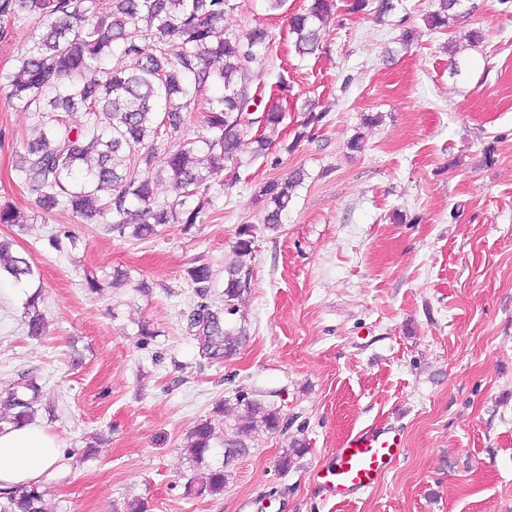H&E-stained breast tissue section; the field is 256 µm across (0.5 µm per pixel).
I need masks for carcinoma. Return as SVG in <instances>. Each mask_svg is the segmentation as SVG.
Masks as SVG:
<instances>
[{
  "label": "carcinoma",
  "instance_id": "1",
  "mask_svg": "<svg viewBox=\"0 0 512 512\" xmlns=\"http://www.w3.org/2000/svg\"><path fill=\"white\" fill-rule=\"evenodd\" d=\"M425 16L430 30L454 32L470 46L480 44V29L458 30L461 0H438ZM237 0H0V39L8 27H31L32 44L21 55L19 68L0 73L12 106L36 115L40 134L26 144L16 166L17 176L36 195L45 212L59 207L86 220L111 215L106 229L120 237L143 240L169 224L189 232L213 203L211 181L228 165L242 166L244 146L250 158L265 157L279 139L286 112L280 101L262 111H249L246 78L267 66L270 35L261 25L244 34L224 31V16ZM336 0H310L289 19L296 53L308 57L323 49L321 31ZM395 9L394 0H351L353 13L374 11L382 20ZM119 54L128 65L109 68L107 57ZM219 67H214V63ZM205 110L207 135L182 139L185 113ZM327 112L311 103L295 132L300 142L323 126ZM255 137L246 139L248 130ZM182 139L158 157L160 131ZM138 157L144 172H131ZM305 173L264 183L257 199L263 205L262 226L240 225L233 245L234 260L224 268L223 299L213 301L211 266L199 263L187 271L194 296L183 313L186 333L199 357L222 363L247 341L242 298L251 292V259L260 229L276 231L293 202ZM169 183L173 198L156 196V183ZM27 216L9 203L0 204V224L22 227ZM25 283L27 334L39 338L45 320L39 308L40 274L11 245L0 240V279ZM39 387L32 381L6 391V425L30 422L37 413ZM244 406L232 433L224 436V463L210 467L185 485L189 496L224 493L229 468L247 455L258 432H275L279 412L264 401L239 392ZM215 426L198 423L189 433L187 450L202 462L212 450ZM0 512H54L38 485L0 496Z\"/></svg>",
  "mask_w": 512,
  "mask_h": 512
}]
</instances>
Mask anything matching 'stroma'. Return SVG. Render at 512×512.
Here are the masks:
<instances>
[{
	"mask_svg": "<svg viewBox=\"0 0 512 512\" xmlns=\"http://www.w3.org/2000/svg\"><path fill=\"white\" fill-rule=\"evenodd\" d=\"M239 3L225 29L260 24L272 36L250 95L276 96L288 72V117L281 146L244 159L230 192L213 188L190 233L173 224L120 238L38 208L15 171L36 120L0 89V203L30 218L0 224V236L37 266L46 320L45 335L29 338L23 292L0 288V392L41 388L37 419L65 452L41 481L47 501L55 512H124L132 499L147 512H512V0H464L459 27L482 29L484 41L462 48L459 77L447 33L424 24L435 0H402L381 21L337 0L325 52L306 58L287 16L307 0L277 11ZM406 29L417 34L408 49ZM311 99L327 117L295 141ZM371 113L381 122L362 128ZM358 133L364 147L350 151ZM298 169L307 177L280 231L256 242L242 305L249 340L206 363L181 318L193 303L187 270L208 263L223 286L238 226L262 221L260 185ZM63 232L75 246L58 252L49 238ZM117 268L130 285L86 287V272ZM142 280L150 295L134 291ZM142 320L157 332L145 346ZM239 390L274 404L284 431L256 434L223 495H186L199 472L189 432L214 420L207 461L222 464L232 419L215 408ZM376 426L401 434L402 456L352 503L325 497L314 472L348 435ZM295 438L308 451L281 470Z\"/></svg>",
	"mask_w": 512,
	"mask_h": 512,
	"instance_id": "obj_1",
	"label": "stroma"
}]
</instances>
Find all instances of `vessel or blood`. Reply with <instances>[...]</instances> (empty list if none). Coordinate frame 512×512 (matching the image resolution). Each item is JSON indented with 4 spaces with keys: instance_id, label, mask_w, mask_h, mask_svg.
I'll return each instance as SVG.
<instances>
[{
    "instance_id": "1",
    "label": "vessel or blood",
    "mask_w": 512,
    "mask_h": 512,
    "mask_svg": "<svg viewBox=\"0 0 512 512\" xmlns=\"http://www.w3.org/2000/svg\"><path fill=\"white\" fill-rule=\"evenodd\" d=\"M402 450L401 436L390 429L362 430L336 448L331 465L316 478L329 498L343 502L376 484Z\"/></svg>"
}]
</instances>
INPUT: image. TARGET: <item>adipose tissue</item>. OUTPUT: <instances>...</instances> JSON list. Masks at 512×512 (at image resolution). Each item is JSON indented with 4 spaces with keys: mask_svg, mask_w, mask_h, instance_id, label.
<instances>
[{
    "mask_svg": "<svg viewBox=\"0 0 512 512\" xmlns=\"http://www.w3.org/2000/svg\"><path fill=\"white\" fill-rule=\"evenodd\" d=\"M61 456V443L40 422L0 431V492L39 482Z\"/></svg>",
    "mask_w": 512,
    "mask_h": 512,
    "instance_id": "obj_1",
    "label": "adipose tissue"
}]
</instances>
